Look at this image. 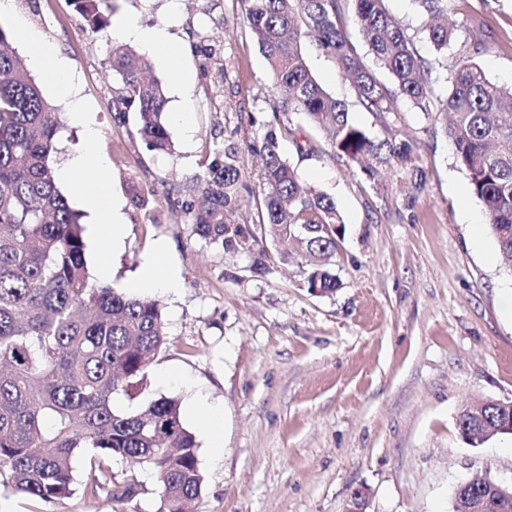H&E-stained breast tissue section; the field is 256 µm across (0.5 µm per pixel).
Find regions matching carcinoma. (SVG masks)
<instances>
[{"mask_svg": "<svg viewBox=\"0 0 512 512\" xmlns=\"http://www.w3.org/2000/svg\"><path fill=\"white\" fill-rule=\"evenodd\" d=\"M87 26L105 30L99 0H71ZM247 30L268 61L273 86L287 92V110L302 115L327 138L334 153L371 177L377 166L402 168L413 142L393 135L403 99L430 110L433 62L387 11L385 0H351L353 22L372 56L367 65L349 38L344 0H247ZM425 31L442 56L455 29L436 22L448 0H419ZM15 35L0 26V488L45 503L73 493L74 463L87 461L85 493L103 488L96 473L120 457L154 471L159 512H187L204 486L199 443L183 423L177 398L161 396L134 409L114 399L139 397L152 358L167 343L159 303L90 280L79 214L57 184L52 153L59 113L11 50ZM309 40L330 55L359 106L389 137L377 141L349 117L347 104L313 76L303 54ZM479 40L462 44L452 63V83L435 121L454 147L470 191L482 203L504 265L512 271V88L489 80L475 62ZM143 56L121 44L111 67L120 81L114 111L137 112V135L154 153L172 151L160 81L143 78ZM386 74V84L379 74ZM264 135L262 197L251 224L231 222L239 202L240 148L232 141L209 155L196 178L167 192L193 235L229 255L248 250L254 274L268 272V243L286 242L281 263L297 262L309 292L330 295L341 287L336 272V234L344 232L336 202L300 185L282 156L279 136L296 150L308 138L275 116ZM133 206L154 220L155 192L133 186ZM130 475L110 496L120 502L138 491Z\"/></svg>", "mask_w": 512, "mask_h": 512, "instance_id": "obj_1", "label": "carcinoma"}]
</instances>
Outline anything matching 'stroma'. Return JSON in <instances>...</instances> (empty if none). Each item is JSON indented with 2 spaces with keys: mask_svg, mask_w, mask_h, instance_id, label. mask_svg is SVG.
Masks as SVG:
<instances>
[{
  "mask_svg": "<svg viewBox=\"0 0 512 512\" xmlns=\"http://www.w3.org/2000/svg\"><path fill=\"white\" fill-rule=\"evenodd\" d=\"M386 7L419 53L433 57L418 0H387ZM101 8L109 27L95 32L69 0H15L16 13L69 59L76 96L98 130L94 151L110 163L106 193L124 204V244L105 257L111 284L125 287L158 244L181 272L177 294L148 293L162 306L168 341L148 367L142 397L183 402L191 388L224 414L219 454L196 422L186 423L197 433L205 479L192 512H343L360 485L370 490L368 512H450L455 486L473 474L512 485V436L472 446L456 425L471 399H512V272L427 111L399 102L396 132L414 141V156L407 168L382 167L370 178L291 115L312 150L298 154L287 137L283 156L303 185L336 200L345 224L336 256L342 286L316 296L298 266L274 261L258 276L246 255L207 246L165 194L167 185L193 180L209 153L230 140L241 148L237 220L257 216L262 182L252 147L282 95L247 32L246 0H103ZM448 18L458 41L483 42L476 60L488 78L512 84V0H448ZM123 19L167 27L181 48L178 69L150 61L167 112L191 116L192 137L173 127L171 153L142 149L135 112L115 118L110 58ZM200 34L216 51L206 69L193 49ZM303 53L351 119L381 137L333 59L312 42ZM184 75L191 82L185 94L177 89ZM35 78L62 116L53 154L60 170L84 149L81 129L52 79ZM134 185L155 190L154 219L131 204ZM109 470L116 482L136 476L139 493L117 503L104 492L86 495L89 470L79 460L71 497L43 503L0 490V502L12 512H157L149 469L115 458Z\"/></svg>",
  "mask_w": 512,
  "mask_h": 512,
  "instance_id": "35a3bbf8",
  "label": "stroma"
}]
</instances>
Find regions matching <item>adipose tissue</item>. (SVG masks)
<instances>
[{"instance_id": "adipose-tissue-1", "label": "adipose tissue", "mask_w": 512, "mask_h": 512, "mask_svg": "<svg viewBox=\"0 0 512 512\" xmlns=\"http://www.w3.org/2000/svg\"><path fill=\"white\" fill-rule=\"evenodd\" d=\"M2 16L13 18L15 35L27 45L32 67L52 76L59 95L71 102L74 118L83 127L86 148L72 157L62 176L74 187L84 208L94 216L92 233L103 250L115 249L124 237L122 204L104 194L109 162L91 149L97 130L80 101L75 98L71 67L54 44L44 40L24 20L15 17L13 0H0ZM117 34L122 39L139 44L171 67H178L181 49L165 29L125 22L118 28ZM165 252V246L160 244L143 256L138 278L127 285L129 293L136 295L146 289L173 293L180 288L181 276L176 269L167 265Z\"/></svg>"}]
</instances>
